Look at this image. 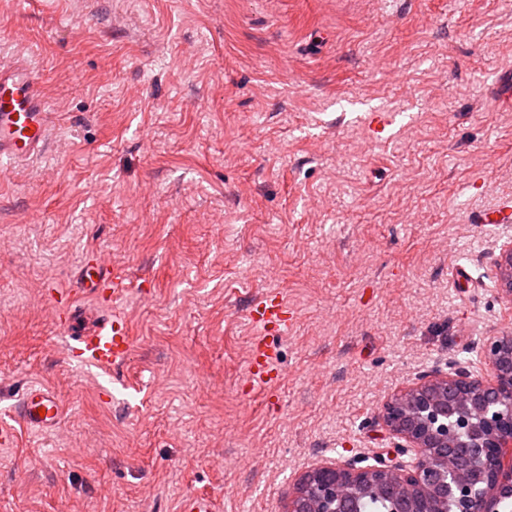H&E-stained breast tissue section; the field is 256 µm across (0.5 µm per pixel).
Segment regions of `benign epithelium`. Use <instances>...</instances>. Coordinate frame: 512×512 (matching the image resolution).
<instances>
[{
    "label": "benign epithelium",
    "instance_id": "obj_1",
    "mask_svg": "<svg viewBox=\"0 0 512 512\" xmlns=\"http://www.w3.org/2000/svg\"><path fill=\"white\" fill-rule=\"evenodd\" d=\"M498 268L506 296L512 298V241L503 244ZM512 336H488L480 352L485 376L465 368L436 370L423 381L388 397L378 417L398 439L401 459L374 457L371 465L351 460L304 473L306 483L330 472L323 491L339 500L365 483H390L413 492L448 472L447 488L457 512H493L500 493L512 488V362L504 364V345Z\"/></svg>",
    "mask_w": 512,
    "mask_h": 512
}]
</instances>
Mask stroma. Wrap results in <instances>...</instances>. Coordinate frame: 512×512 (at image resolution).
I'll list each match as a JSON object with an SVG mask.
<instances>
[{
	"label": "stroma",
	"mask_w": 512,
	"mask_h": 512,
	"mask_svg": "<svg viewBox=\"0 0 512 512\" xmlns=\"http://www.w3.org/2000/svg\"><path fill=\"white\" fill-rule=\"evenodd\" d=\"M21 46L55 129L0 179V512H288L311 468L394 453L388 395L512 334V223L474 220L512 202V0H0ZM86 258L128 277L110 377L50 301L95 312ZM270 290L296 320L260 398ZM34 384L52 433L13 423ZM248 319L257 334L250 344L247 378L253 390L268 394L281 377L271 349L275 338L282 337L292 325L294 312L277 294H265L253 303Z\"/></svg>",
	"instance_id": "1"
}]
</instances>
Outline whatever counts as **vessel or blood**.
<instances>
[{"label": "vessel or blood", "mask_w": 512, "mask_h": 512, "mask_svg": "<svg viewBox=\"0 0 512 512\" xmlns=\"http://www.w3.org/2000/svg\"><path fill=\"white\" fill-rule=\"evenodd\" d=\"M53 121L39 90V74L24 54L0 60V161L15 165L39 157L52 135ZM84 291L105 305H114L123 295V277L100 268L84 269ZM248 319L256 328L248 357L247 378L253 390L269 393L281 374L272 352L273 341L282 337L294 321V314L283 299L265 294L250 308ZM72 338L69 356L83 363L114 368L129 358L133 339L126 322L107 319L88 325L80 309L67 305L59 318ZM64 414L63 406L52 392L33 386L16 406L13 416L24 425L40 431L55 429Z\"/></svg>", "instance_id": "b4317fda"}]
</instances>
